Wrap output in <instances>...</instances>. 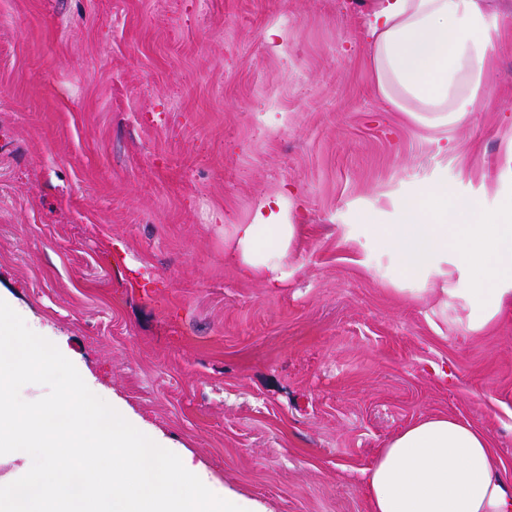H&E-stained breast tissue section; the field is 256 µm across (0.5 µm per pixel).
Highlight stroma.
<instances>
[{"label": "stroma", "instance_id": "stroma-1", "mask_svg": "<svg viewBox=\"0 0 512 512\" xmlns=\"http://www.w3.org/2000/svg\"><path fill=\"white\" fill-rule=\"evenodd\" d=\"M368 2L0 0V299L267 512H369L362 470L435 413L512 476V308L472 330L457 275L413 292L372 229L435 184L512 198V0L445 129L379 95ZM272 194L299 234L265 288L227 249Z\"/></svg>", "mask_w": 512, "mask_h": 512}]
</instances>
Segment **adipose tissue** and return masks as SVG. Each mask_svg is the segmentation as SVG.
Listing matches in <instances>:
<instances>
[{
	"label": "adipose tissue",
	"instance_id": "adipose-tissue-1",
	"mask_svg": "<svg viewBox=\"0 0 512 512\" xmlns=\"http://www.w3.org/2000/svg\"><path fill=\"white\" fill-rule=\"evenodd\" d=\"M488 0H373L366 17L376 87L397 111L433 127L472 112L488 81ZM263 198L251 224L234 225L231 256L246 279L276 287L297 235ZM410 280L427 282L453 267L468 286L472 328L512 306V201L490 215L474 201L431 186L407 202L400 223L374 229ZM370 512H512V477L490 436L433 414L401 428L362 472Z\"/></svg>",
	"mask_w": 512,
	"mask_h": 512
}]
</instances>
